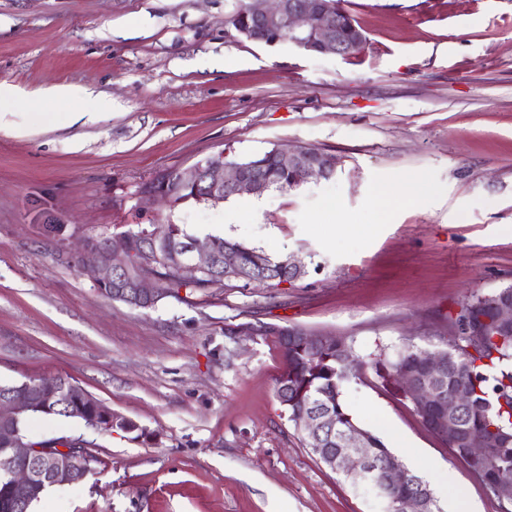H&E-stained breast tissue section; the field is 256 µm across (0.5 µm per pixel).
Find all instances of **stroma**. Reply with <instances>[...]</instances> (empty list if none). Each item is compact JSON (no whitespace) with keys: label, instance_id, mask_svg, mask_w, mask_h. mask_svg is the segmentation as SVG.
<instances>
[{"label":"stroma","instance_id":"stroma-1","mask_svg":"<svg viewBox=\"0 0 512 512\" xmlns=\"http://www.w3.org/2000/svg\"><path fill=\"white\" fill-rule=\"evenodd\" d=\"M237 0H0V84L77 85L112 107L89 123L18 104L0 131V384L70 375L149 431L134 438L33 416L26 436L80 438L97 462L52 489L49 512H384L321 464L275 398L270 341L224 348L259 317L341 336L364 361L343 400L404 467L498 503L372 363L439 348L463 299L512 285V0H344L366 36L353 56L253 43ZM334 154L330 179L153 210L138 190L163 169L276 147ZM426 196L389 189L412 178ZM140 224L292 256L280 288H228L134 309L99 292L74 250ZM351 225L345 236L336 227Z\"/></svg>","mask_w":512,"mask_h":512}]
</instances>
